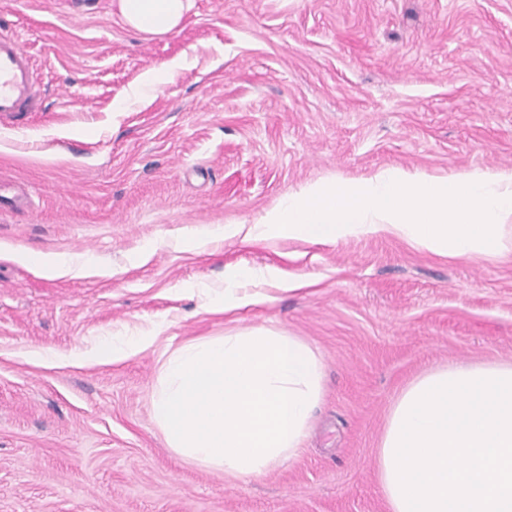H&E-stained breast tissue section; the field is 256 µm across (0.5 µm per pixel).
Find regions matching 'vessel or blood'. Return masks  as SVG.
Returning a JSON list of instances; mask_svg holds the SVG:
<instances>
[{"label":"vessel or blood","mask_w":512,"mask_h":512,"mask_svg":"<svg viewBox=\"0 0 512 512\" xmlns=\"http://www.w3.org/2000/svg\"><path fill=\"white\" fill-rule=\"evenodd\" d=\"M39 102L33 67L13 31H0V118L33 111Z\"/></svg>","instance_id":"1"}]
</instances>
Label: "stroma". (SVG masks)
<instances>
[{
	"label": "stroma",
	"mask_w": 512,
	"mask_h": 512,
	"mask_svg": "<svg viewBox=\"0 0 512 512\" xmlns=\"http://www.w3.org/2000/svg\"><path fill=\"white\" fill-rule=\"evenodd\" d=\"M112 2L0 0L41 95L0 124V512H388L375 449L400 389L512 361V255L210 235L314 182L512 171V0H194L159 36ZM43 254L89 269L48 278ZM266 266L304 289L205 311L229 268ZM247 326L311 342L324 395L297 460L239 482L173 454L150 404L165 352ZM153 329L123 361L66 360Z\"/></svg>",
	"instance_id": "35a3bbf8"
}]
</instances>
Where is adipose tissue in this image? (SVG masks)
Listing matches in <instances>:
<instances>
[{"mask_svg":"<svg viewBox=\"0 0 512 512\" xmlns=\"http://www.w3.org/2000/svg\"><path fill=\"white\" fill-rule=\"evenodd\" d=\"M132 30H175L193 0H115ZM277 280L276 269L236 267L208 311L230 313L263 302L254 279ZM155 332L116 336L74 362L112 364L148 349ZM375 470L389 512H512V363L431 367L390 404Z\"/></svg>","mask_w":512,"mask_h":512,"instance_id":"1","label":"adipose tissue"}]
</instances>
